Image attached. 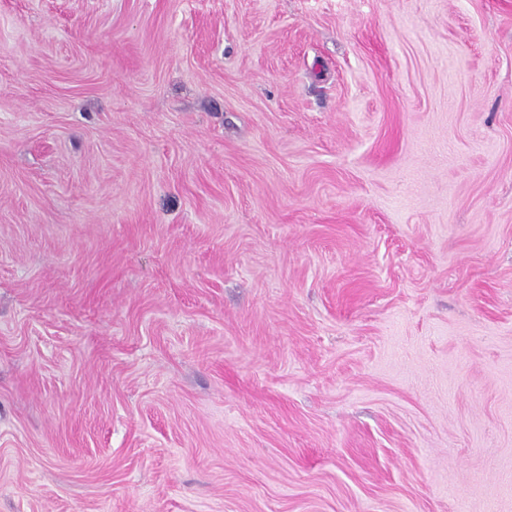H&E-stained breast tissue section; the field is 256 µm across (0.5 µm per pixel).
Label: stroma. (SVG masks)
I'll return each mask as SVG.
<instances>
[{
    "label": "stroma",
    "instance_id": "stroma-1",
    "mask_svg": "<svg viewBox=\"0 0 512 512\" xmlns=\"http://www.w3.org/2000/svg\"><path fill=\"white\" fill-rule=\"evenodd\" d=\"M0 512H512V0H0Z\"/></svg>",
    "mask_w": 512,
    "mask_h": 512
}]
</instances>
